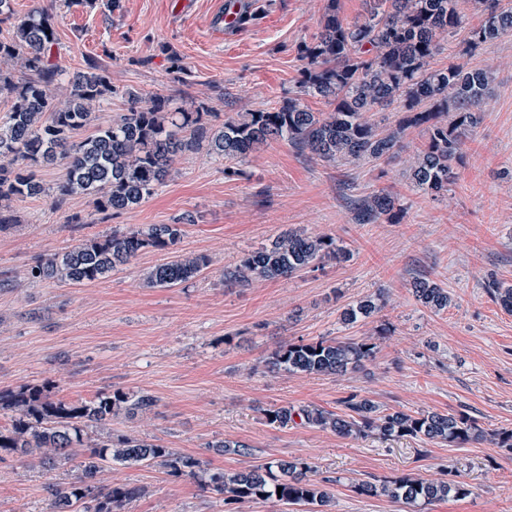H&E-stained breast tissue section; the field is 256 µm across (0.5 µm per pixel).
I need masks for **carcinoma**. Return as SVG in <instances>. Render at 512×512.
Masks as SVG:
<instances>
[{"mask_svg":"<svg viewBox=\"0 0 512 512\" xmlns=\"http://www.w3.org/2000/svg\"><path fill=\"white\" fill-rule=\"evenodd\" d=\"M367 15L349 23L337 0H327L321 28L301 48L305 62L300 92L320 97L328 112H313L290 98L277 108L237 112L220 125L210 124L212 112H192L158 93L132 97L127 110L105 123L94 109L113 93L106 71L87 60L88 71L72 78L64 99L59 84L65 68L50 60L56 42V16L39 8L14 18L12 0H0V22L14 20L0 39V63L12 62L24 74L14 80L0 73V99L13 103L0 123V230L13 223L10 203L43 196L59 207L67 197L91 198L98 212L131 210L155 194L174 163L187 152L206 150L224 157V177L241 175L237 164L259 146L286 140L302 152L326 162L351 159L381 161L394 156L405 132L421 127L427 142L410 162L414 190L440 196L455 179L453 163L461 146L482 120L481 105L489 93L490 75L465 61L474 49L512 34V5L504 0H472L480 24L467 31L466 48L445 66L437 64L444 43L462 27L458 0H364ZM394 102L406 118L380 128L367 113ZM94 132L77 138L89 126ZM60 165L63 179L45 186L32 167ZM362 224L394 216L395 198L378 191L355 204ZM191 215L173 224H152L106 236H93L34 267L38 277L68 285H88L107 277L148 248L172 250L185 233ZM346 251L328 236L286 231L271 243L224 268V281L248 285L287 278L328 260L340 261ZM210 264L205 254H176L145 275L149 288H173L196 278ZM489 294L512 311V286L488 281ZM412 294L423 305L448 308V291L421 277ZM369 297L343 313L354 322L376 311ZM375 344L319 340L288 344L271 354L270 368L307 375H336L375 355ZM157 400L148 393L129 397L116 391L91 401L55 400L39 386L17 393H0V407L19 413L11 428L0 430V451L36 455L51 465L61 456L81 458V475L71 483L52 482L45 491L55 512H124L126 503L141 494L138 487L99 484L96 477L107 464L159 465L174 475H189L204 489L224 496V504L273 501L329 512L330 493L310 478L303 461L270 460L252 468L224 472L205 467L200 458L183 455L145 439L94 442L85 433L90 423L105 425L112 415L150 413ZM341 413L318 407L282 406L266 411L272 423L295 421L329 429L343 437H410L463 445L485 438L477 422L465 413L431 412L413 415L382 409L368 398L351 396ZM364 495H383L410 506L428 505L448 497H466L471 486L458 480H427L411 475L355 487Z\"/></svg>","mask_w":512,"mask_h":512,"instance_id":"obj_1","label":"carcinoma"}]
</instances>
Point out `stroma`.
<instances>
[{
  "label": "stroma",
  "mask_w": 512,
  "mask_h": 512,
  "mask_svg": "<svg viewBox=\"0 0 512 512\" xmlns=\"http://www.w3.org/2000/svg\"><path fill=\"white\" fill-rule=\"evenodd\" d=\"M220 0H12L16 16L36 6L58 17L53 61L67 73L97 60L114 94L102 112L125 111L129 95L160 93L218 114L256 112L297 96L309 110L323 99L299 96L302 44L318 33L326 0H250L253 25L224 37L211 31ZM470 66L491 76L481 123L454 165L447 197L415 191L406 158L426 141L409 129L391 160L327 163L279 140L252 153L234 180L223 158L189 152L141 206L96 212L90 198L13 202L14 224L0 232V391L48 387L52 397L92 400L116 390L157 399L147 416H113L92 437L153 440L240 471L270 459H300L325 482L330 512H411L384 496L356 493L364 481L413 474L461 479L473 492L423 512H512V450L490 441L448 445L424 439L342 437L318 427L270 423L267 410L317 406L339 412L350 396L412 413H469L488 433L512 430V312L486 291L497 277L512 285V34L480 46ZM387 191L402 207L377 224L356 219L355 201ZM192 215L178 246L210 266L174 288L145 286L167 261L148 249L101 282L74 286L32 277L40 261L91 236L171 224ZM294 229L327 235L346 259L290 278L248 286L225 283L224 269ZM419 276L446 288L434 311L410 288ZM380 296L373 316L354 324L343 309ZM376 345L373 359L340 376L270 373L265 358L288 343L320 339ZM218 440L248 444L243 455ZM78 460L50 467L0 454V512H52L44 489L70 482ZM104 483L142 493L125 512H224V498L189 476L152 466H107Z\"/></svg>",
  "instance_id": "1"
}]
</instances>
